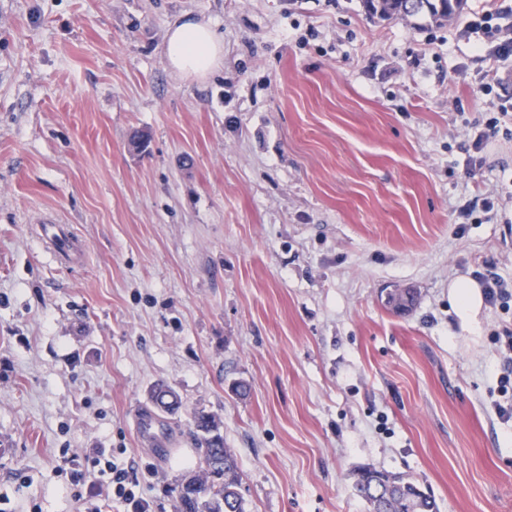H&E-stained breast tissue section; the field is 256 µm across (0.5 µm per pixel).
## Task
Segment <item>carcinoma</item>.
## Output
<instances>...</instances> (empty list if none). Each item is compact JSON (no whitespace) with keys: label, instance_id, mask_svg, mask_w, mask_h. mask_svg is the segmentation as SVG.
I'll use <instances>...</instances> for the list:
<instances>
[{"label":"carcinoma","instance_id":"1","mask_svg":"<svg viewBox=\"0 0 512 512\" xmlns=\"http://www.w3.org/2000/svg\"><path fill=\"white\" fill-rule=\"evenodd\" d=\"M466 0H434L423 11L401 12L404 0H361L365 15L371 19L422 20L429 25H442L457 16ZM154 408L174 413L180 407L176 391L166 385H156L151 393ZM194 437L200 450L199 471L181 479L175 487V512H247L240 492L242 476L236 457L224 447L221 424L215 416L199 412L193 416ZM377 473L393 484L391 495L375 505L364 486L354 483L356 496L364 503L366 512L381 508L384 512H410L409 500L418 481L401 473L384 469Z\"/></svg>","mask_w":512,"mask_h":512}]
</instances>
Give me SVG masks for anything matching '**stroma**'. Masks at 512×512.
Wrapping results in <instances>:
<instances>
[{"label":"stroma","instance_id":"1","mask_svg":"<svg viewBox=\"0 0 512 512\" xmlns=\"http://www.w3.org/2000/svg\"><path fill=\"white\" fill-rule=\"evenodd\" d=\"M186 13L224 37L202 80L162 53ZM462 23L360 0H0V512H123L90 448L174 512L199 410L247 512H365L367 465L440 512H512L489 340L512 311L469 333L448 302L456 276L512 280V142L470 166L489 64ZM485 187L505 212L458 234ZM45 214L80 244L67 260ZM158 383L182 406L141 426ZM430 7L423 11L402 13L406 8L402 0H361L363 11L370 19L422 20L425 25H443L457 16L465 6L466 0H431Z\"/></svg>","mask_w":512,"mask_h":512}]
</instances>
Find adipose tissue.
<instances>
[{
    "instance_id": "1",
    "label": "adipose tissue",
    "mask_w": 512,
    "mask_h": 512,
    "mask_svg": "<svg viewBox=\"0 0 512 512\" xmlns=\"http://www.w3.org/2000/svg\"><path fill=\"white\" fill-rule=\"evenodd\" d=\"M169 68L178 75L201 79L224 62V38L210 23L185 15L172 23L164 45ZM448 300L462 329L474 332L484 305L481 284L460 276L448 284Z\"/></svg>"
}]
</instances>
